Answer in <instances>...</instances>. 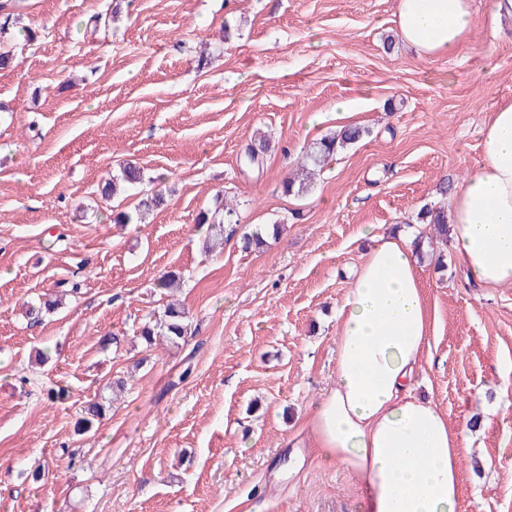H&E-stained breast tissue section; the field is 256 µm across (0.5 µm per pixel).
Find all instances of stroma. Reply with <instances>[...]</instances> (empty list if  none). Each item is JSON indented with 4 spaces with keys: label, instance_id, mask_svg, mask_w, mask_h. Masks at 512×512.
Wrapping results in <instances>:
<instances>
[{
    "label": "stroma",
    "instance_id": "35a3bbf8",
    "mask_svg": "<svg viewBox=\"0 0 512 512\" xmlns=\"http://www.w3.org/2000/svg\"><path fill=\"white\" fill-rule=\"evenodd\" d=\"M396 0H7L0 52V512H366L351 475L302 448L334 383L336 308L395 225L481 162L479 131L512 101V21L451 56L396 39ZM347 103V111L336 108ZM369 131L300 196L305 148ZM260 169L241 158L256 133ZM139 190L103 200L126 162ZM168 203L116 224L144 193ZM234 203L238 236L203 246L200 212ZM278 224L260 251L240 233ZM432 327L411 387L466 432L456 512H512V286L485 288L452 244L418 261ZM191 334L135 331L168 302ZM76 294H68L71 284ZM63 293L30 323L27 305ZM118 345L100 350L105 334ZM106 407L78 436L83 405ZM49 470L40 483L28 474Z\"/></svg>",
    "mask_w": 512,
    "mask_h": 512
}]
</instances>
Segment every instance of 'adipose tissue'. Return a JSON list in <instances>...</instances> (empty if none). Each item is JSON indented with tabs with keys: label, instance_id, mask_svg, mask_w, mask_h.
I'll return each instance as SVG.
<instances>
[{
	"label": "adipose tissue",
	"instance_id": "adipose-tissue-1",
	"mask_svg": "<svg viewBox=\"0 0 512 512\" xmlns=\"http://www.w3.org/2000/svg\"><path fill=\"white\" fill-rule=\"evenodd\" d=\"M398 34L423 57L454 53L475 23L471 0H396ZM482 161L448 211L474 282L512 283V102L480 131ZM333 386L305 422L310 446L359 484L367 512H456L464 431L410 387L430 332L411 239L374 245L336 310Z\"/></svg>",
	"mask_w": 512,
	"mask_h": 512
}]
</instances>
